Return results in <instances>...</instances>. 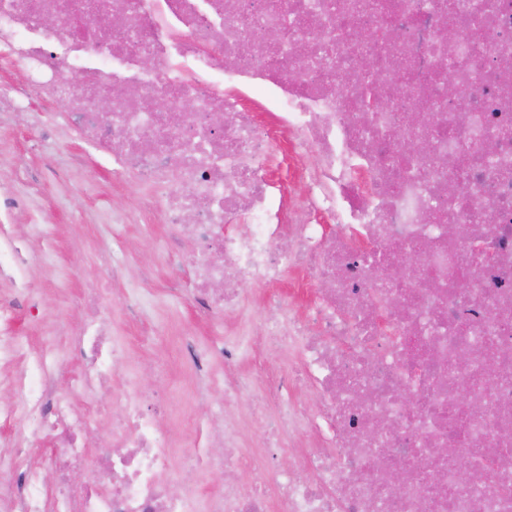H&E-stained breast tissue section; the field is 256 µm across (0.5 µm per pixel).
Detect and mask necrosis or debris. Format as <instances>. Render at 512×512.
<instances>
[{
    "mask_svg": "<svg viewBox=\"0 0 512 512\" xmlns=\"http://www.w3.org/2000/svg\"><path fill=\"white\" fill-rule=\"evenodd\" d=\"M0 46L24 76L0 85V105H64L115 177L151 186L200 313L239 310L241 283L267 287L272 316L222 354L287 351L267 388L277 412L258 420L266 448L294 445L292 469L269 458L246 482L232 417L215 457L212 423L167 429L169 392L130 374L111 391L124 353L104 288L81 296L92 316L58 386L57 346L10 327L21 306L38 318L39 297L4 223L7 512H512V0H0ZM365 55L386 91L373 112ZM282 137L305 187L294 199L268 176ZM412 138L431 152L408 154ZM287 271L299 282L285 293ZM106 392L109 405L93 403ZM76 393L91 398L79 411ZM104 425L114 450L91 452ZM482 458L480 481L462 479ZM206 466L224 471L208 494Z\"/></svg>",
    "mask_w": 512,
    "mask_h": 512,
    "instance_id": "1",
    "label": "necrosis or debris"
}]
</instances>
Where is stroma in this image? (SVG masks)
Here are the masks:
<instances>
[{
  "label": "stroma",
  "instance_id": "1",
  "mask_svg": "<svg viewBox=\"0 0 512 512\" xmlns=\"http://www.w3.org/2000/svg\"><path fill=\"white\" fill-rule=\"evenodd\" d=\"M41 119L36 126L31 115L0 107V185L14 186L26 199L13 221L29 249L28 271L41 289L44 315L39 323L18 315V331L36 339L49 332L62 346L73 348L88 317L75 307L74 298L108 278L112 337L126 349L140 388L153 392L163 387L155 365L171 360L185 342L204 355L238 323L267 317L249 283L241 287L245 302L237 314L202 317L185 292L189 268L165 261L162 242L170 228L160 211L147 205L151 187L132 175L113 181L104 160L71 127L58 123L55 113H43ZM134 294L141 299L135 314L127 307ZM231 372L224 361H211L201 393L184 396V408L200 421L231 413L246 423L244 443L252 447L262 439L250 425L262 391L251 388L225 405L224 380Z\"/></svg>",
  "mask_w": 512,
  "mask_h": 512
}]
</instances>
